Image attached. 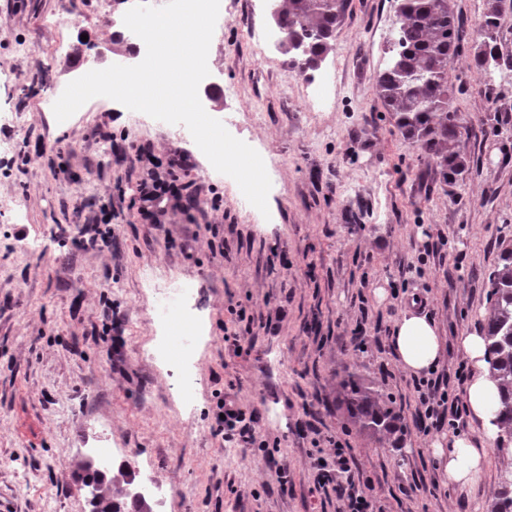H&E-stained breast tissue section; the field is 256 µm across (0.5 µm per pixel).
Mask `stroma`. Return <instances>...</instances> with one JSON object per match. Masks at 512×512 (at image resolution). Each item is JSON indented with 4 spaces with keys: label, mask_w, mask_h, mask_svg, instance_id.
<instances>
[{
    "label": "stroma",
    "mask_w": 512,
    "mask_h": 512,
    "mask_svg": "<svg viewBox=\"0 0 512 512\" xmlns=\"http://www.w3.org/2000/svg\"><path fill=\"white\" fill-rule=\"evenodd\" d=\"M62 1L0 0V117L13 146L43 152L24 171L0 170V196L16 202L0 214V512H90L70 466L99 448L125 449L136 481L169 487L164 512H341L315 485V462L336 441L377 512H485L501 454L477 486L443 484L389 336L413 296L426 298L445 337L437 371L451 380L458 336L489 307L487 276L512 246V16L500 63L480 71L486 0H454L462 38L448 76L469 166L447 193L374 95L397 0H349L332 51L298 76L254 37L271 27L268 0H224L208 53L223 96L202 105L263 158L265 217L178 125L106 97L57 122L70 81L129 53L119 31L135 2L67 0L76 22L60 29ZM314 80L328 83L319 106ZM104 123L112 141L94 135ZM146 143L150 162L137 156ZM176 153L190 167L170 168ZM150 178L196 197V209L142 215L138 186ZM107 205L112 247L102 250L84 232ZM432 238L441 250L420 261ZM167 276L195 288L205 324L189 408L175 367L150 357L167 331L153 281ZM229 331L239 345L225 342ZM347 366L397 414L394 433L362 430L341 405L336 374ZM227 393L258 414L249 447L217 433Z\"/></svg>",
    "instance_id": "obj_1"
}]
</instances>
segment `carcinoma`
Returning <instances> with one entry per match:
<instances>
[{
	"mask_svg": "<svg viewBox=\"0 0 512 512\" xmlns=\"http://www.w3.org/2000/svg\"><path fill=\"white\" fill-rule=\"evenodd\" d=\"M347 0H284L280 25L299 33L320 55H327L341 25ZM512 0H487L483 23L492 31L479 42L474 66L498 63L497 33ZM400 24L389 52V65L378 73L376 98L396 118L403 137L416 145L438 168L444 185L453 186L468 166L461 125L453 106L455 89L448 81V63L457 54L461 27L452 0H401ZM489 314L485 335L490 370L498 381V449L512 447V247L503 248L500 262L487 278ZM341 400L361 426L372 434L389 433L397 417L382 404L361 377L344 368L338 382ZM488 512H512V463L501 475Z\"/></svg>",
	"mask_w": 512,
	"mask_h": 512,
	"instance_id": "1",
	"label": "carcinoma"
}]
</instances>
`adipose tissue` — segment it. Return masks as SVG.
<instances>
[{"instance_id":"obj_1","label":"adipose tissue","mask_w":512,"mask_h":512,"mask_svg":"<svg viewBox=\"0 0 512 512\" xmlns=\"http://www.w3.org/2000/svg\"><path fill=\"white\" fill-rule=\"evenodd\" d=\"M471 378L465 405L478 424L477 438L437 437L430 441L432 456L443 480L461 488L480 482L488 456L501 433L498 423L499 386L487 362V342L481 328L463 331L458 338ZM391 347L399 367L416 376L427 375L443 355L444 341L427 315L404 313L394 324Z\"/></svg>"}]
</instances>
